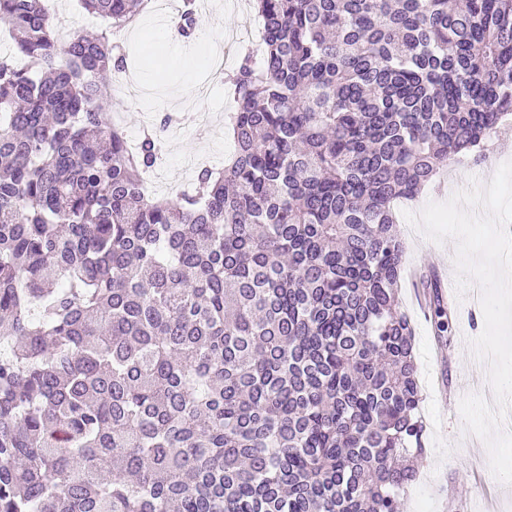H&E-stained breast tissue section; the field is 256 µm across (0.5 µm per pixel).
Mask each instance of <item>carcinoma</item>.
<instances>
[{
	"instance_id": "carcinoma-1",
	"label": "carcinoma",
	"mask_w": 512,
	"mask_h": 512,
	"mask_svg": "<svg viewBox=\"0 0 512 512\" xmlns=\"http://www.w3.org/2000/svg\"><path fill=\"white\" fill-rule=\"evenodd\" d=\"M132 24L149 0H82ZM224 171L151 199L112 41L0 0V512H404L393 204L512 115V0H256Z\"/></svg>"
}]
</instances>
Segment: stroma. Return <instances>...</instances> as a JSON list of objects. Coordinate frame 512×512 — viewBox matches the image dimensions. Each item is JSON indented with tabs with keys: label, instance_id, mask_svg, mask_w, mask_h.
<instances>
[{
	"label": "stroma",
	"instance_id": "obj_1",
	"mask_svg": "<svg viewBox=\"0 0 512 512\" xmlns=\"http://www.w3.org/2000/svg\"><path fill=\"white\" fill-rule=\"evenodd\" d=\"M223 3L222 16L198 18L192 41H185L175 24L160 23L156 10L150 8L129 26L120 44L125 71L112 83L109 119H120L132 143L166 115L178 128L176 136L163 144L160 164L145 179L150 196L193 192L196 158L207 157L219 170L234 150L224 129L234 102L224 83L212 84L202 95L183 91L184 86H198L215 51L229 48L226 62L235 65L241 45L229 43V35L261 28L249 0ZM485 145L484 163L450 162L415 200L394 204L406 246L399 300L415 329L426 448L416 463L417 478L406 492V512H512V485L494 477L485 444L465 432L458 410L460 399L480 392L488 378L486 371L473 367L469 346L482 333L485 321L477 317V305L458 300L455 289L448 286L456 277V243L451 239L435 243L402 218L403 212H420L428 202L447 201L471 181L486 184L489 169L512 160V120L501 122ZM435 294L452 319L450 332L441 334L435 327L430 309Z\"/></svg>",
	"mask_w": 512,
	"mask_h": 512
}]
</instances>
